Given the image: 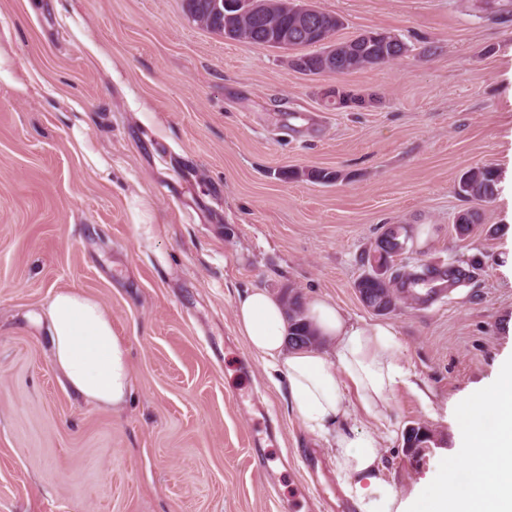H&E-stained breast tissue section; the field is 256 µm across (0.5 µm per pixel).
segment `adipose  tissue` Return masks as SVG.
<instances>
[{
	"mask_svg": "<svg viewBox=\"0 0 512 512\" xmlns=\"http://www.w3.org/2000/svg\"><path fill=\"white\" fill-rule=\"evenodd\" d=\"M248 348L285 382L292 411L310 433L327 438L336 474L357 512H392L398 493L383 475L380 450L388 435L382 410L413 376L397 359V329L389 322L351 319L317 297L305 315L322 348L289 347V319L279 296L248 288L234 304ZM50 338L53 365L75 397L119 409L132 386L127 342L94 297L62 289L29 314ZM376 431L360 430L362 420ZM463 437L457 460L427 482L416 512H512V365L495 383L455 409Z\"/></svg>",
	"mask_w": 512,
	"mask_h": 512,
	"instance_id": "obj_1",
	"label": "adipose tissue"
}]
</instances>
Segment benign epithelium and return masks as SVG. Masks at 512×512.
<instances>
[{
	"mask_svg": "<svg viewBox=\"0 0 512 512\" xmlns=\"http://www.w3.org/2000/svg\"><path fill=\"white\" fill-rule=\"evenodd\" d=\"M242 13L250 19L246 24L235 15H228L222 21L224 38L234 41H250L254 29L267 21V16L281 13L292 18L289 28L268 27L261 35L257 47L274 45L286 55L288 64L300 71H307L304 60L294 55L293 44L304 43L316 48L321 60L320 70L340 74V63L356 56L355 40H338L336 27L341 20L333 14L327 15L311 4V0H243ZM323 100L330 108L346 105L365 107L370 100L355 95L344 87L336 85L324 90Z\"/></svg>",
	"mask_w": 512,
	"mask_h": 512,
	"instance_id": "7a95c632",
	"label": "benign epithelium"
}]
</instances>
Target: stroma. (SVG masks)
<instances>
[{"label": "stroma", "mask_w": 512, "mask_h": 512, "mask_svg": "<svg viewBox=\"0 0 512 512\" xmlns=\"http://www.w3.org/2000/svg\"><path fill=\"white\" fill-rule=\"evenodd\" d=\"M315 3L343 19L337 39L390 32L408 57L308 75L189 23L182 0H0V46L27 85L0 80V512H325L340 489L328 444L237 333L250 287L397 327L418 384L384 408L400 498L455 454L449 405L512 354V0ZM337 83L369 105L327 108ZM79 112L110 179L70 146ZM483 166L498 192L475 206L456 187ZM136 196L151 223L133 224ZM392 224L409 236L396 267L475 257L471 284L383 317L365 307L355 283ZM66 288L98 298L128 343L121 410L73 396L24 318ZM417 424L433 439L414 455Z\"/></svg>", "instance_id": "35a3bbf8"}]
</instances>
